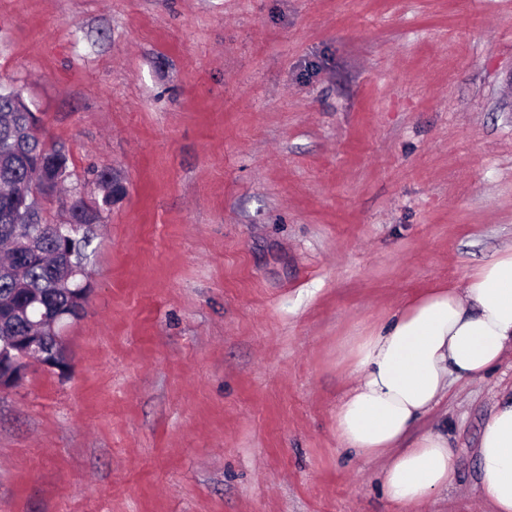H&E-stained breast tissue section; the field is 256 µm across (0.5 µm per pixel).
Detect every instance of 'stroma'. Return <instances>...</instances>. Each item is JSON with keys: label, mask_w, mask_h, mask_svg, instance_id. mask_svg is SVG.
Masks as SVG:
<instances>
[{"label": "stroma", "mask_w": 512, "mask_h": 512, "mask_svg": "<svg viewBox=\"0 0 512 512\" xmlns=\"http://www.w3.org/2000/svg\"><path fill=\"white\" fill-rule=\"evenodd\" d=\"M0 85L91 227L65 363L0 389V512H407L344 448L348 341L512 245V0H0ZM512 357L418 424L473 450ZM47 168L48 173L45 172V175L51 180V190L52 187L56 189L60 183L67 181L71 177L69 154L63 146L54 147L52 154L47 157ZM56 181L59 182L55 183Z\"/></svg>", "instance_id": "obj_1"}]
</instances>
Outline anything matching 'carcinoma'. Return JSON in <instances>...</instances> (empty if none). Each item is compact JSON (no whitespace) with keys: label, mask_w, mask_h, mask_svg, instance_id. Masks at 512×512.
<instances>
[{"label":"carcinoma","mask_w":512,"mask_h":512,"mask_svg":"<svg viewBox=\"0 0 512 512\" xmlns=\"http://www.w3.org/2000/svg\"><path fill=\"white\" fill-rule=\"evenodd\" d=\"M45 141L31 113L13 111L12 101L0 94V260L10 261L14 272L0 275V375L9 384L20 378L18 351L23 339L42 334L54 365L64 363V349L57 332L41 331L42 315L80 316L86 300L76 290L91 221L84 210L75 215L77 231L57 230L45 217L29 211L25 186L41 179L35 162L42 157ZM50 186L71 177L69 154L57 146L47 157Z\"/></svg>","instance_id":"1"}]
</instances>
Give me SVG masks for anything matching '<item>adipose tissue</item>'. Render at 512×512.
Listing matches in <instances>:
<instances>
[{
    "instance_id": "ef3b65f1",
    "label": "adipose tissue",
    "mask_w": 512,
    "mask_h": 512,
    "mask_svg": "<svg viewBox=\"0 0 512 512\" xmlns=\"http://www.w3.org/2000/svg\"><path fill=\"white\" fill-rule=\"evenodd\" d=\"M512 354V247L461 286L407 301L345 352L352 379L336 407L340 443L380 464L387 497L425 505L450 487L458 453L447 432L411 437L449 389ZM489 512H512V388L499 391L474 450Z\"/></svg>"
}]
</instances>
